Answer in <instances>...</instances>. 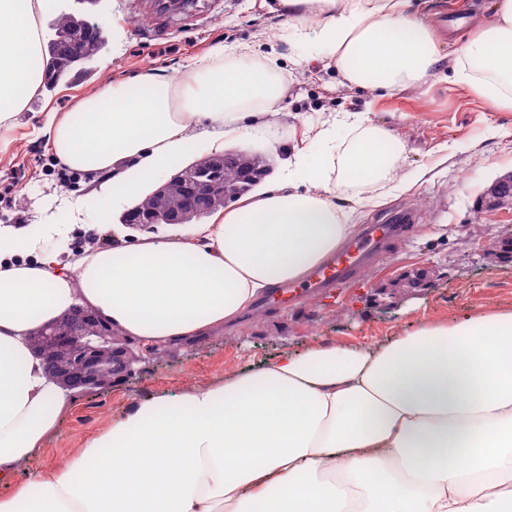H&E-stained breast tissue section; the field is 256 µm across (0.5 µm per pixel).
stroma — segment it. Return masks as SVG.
<instances>
[{
  "label": "stroma",
  "instance_id": "35a3bbf8",
  "mask_svg": "<svg viewBox=\"0 0 512 512\" xmlns=\"http://www.w3.org/2000/svg\"><path fill=\"white\" fill-rule=\"evenodd\" d=\"M492 0H415L430 22L442 8L460 10L463 23L439 28L442 52L465 41ZM56 10L86 11L104 24L106 44L99 58L79 72L43 88L27 104L13 128L0 137V224H37L47 214L66 220L79 205L94 234L76 230L62 253L83 249L88 240L102 247L124 245L139 230L97 224L92 193L100 175L73 174L59 165L41 130L51 113L69 111L75 102L106 82L125 81L151 69L173 76L186 73L194 57L214 43L257 44L261 60L284 83L276 118L277 148L260 133L242 142L243 150L280 166L305 127L336 112H366L403 146L398 176L403 188L379 204L359 210L356 226L375 224L404 210L415 214L409 234L393 244L359 281L330 294L313 295L285 311L252 306L234 323L171 349L162 362L140 361L126 381L112 388L74 396L56 432L15 480L0 484L12 493L30 470L59 467L86 439L120 419L136 401L151 395H176L209 384L225 372L259 367L278 353L304 352L336 341L351 345L388 342L426 323L446 322L479 311H512V258L488 254L487 244L512 238V206L487 207L482 199L495 179L512 173V112L492 110L466 87L434 78L427 84L379 94L345 84L332 67H297L300 48L282 34L288 15L278 0H206L158 18L151 0H56ZM431 178L414 182L416 170ZM437 234L423 239L422 226ZM481 235H474L473 225Z\"/></svg>",
  "mask_w": 512,
  "mask_h": 512
}]
</instances>
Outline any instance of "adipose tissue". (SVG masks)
<instances>
[{
    "instance_id": "adipose-tissue-1",
    "label": "adipose tissue",
    "mask_w": 512,
    "mask_h": 512,
    "mask_svg": "<svg viewBox=\"0 0 512 512\" xmlns=\"http://www.w3.org/2000/svg\"><path fill=\"white\" fill-rule=\"evenodd\" d=\"M297 66L327 62L348 86L426 84L448 72L512 111V0L442 53L411 0H280ZM54 0H0V129L44 84L38 19ZM247 44L216 43L172 83L147 73L79 98L42 129L60 163L96 172L97 221L138 206L173 171L268 129L280 78ZM345 137H337V128ZM272 183L180 239L143 236L73 262L49 251L79 223L0 225V481L53 434L70 394L33 350L80 306L131 342L176 345L303 279L354 226L345 188L394 187L401 147L364 112L304 134ZM0 512H512V312L425 325L380 345L281 353L174 397L135 403Z\"/></svg>"
}]
</instances>
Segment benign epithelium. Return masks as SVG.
I'll list each match as a JSON object with an SVG mask.
<instances>
[{"instance_id": "1", "label": "benign epithelium", "mask_w": 512, "mask_h": 512, "mask_svg": "<svg viewBox=\"0 0 512 512\" xmlns=\"http://www.w3.org/2000/svg\"><path fill=\"white\" fill-rule=\"evenodd\" d=\"M88 28L101 31L103 24L92 16L80 14L74 27L55 32L54 42L73 47L78 44L81 32ZM221 169L239 172V183L234 188L222 185L214 177ZM270 173V165L263 158L247 151L232 150L197 160L171 175L155 191L158 197L180 195L182 205L179 208L154 211L145 224L140 223L138 210L133 209L121 218V223L138 229H151L158 224H185L191 217L204 216L228 204ZM489 193L497 202L511 201L512 178L495 181ZM38 335V354L49 373L65 389L90 391L107 371L119 370L128 375L136 359L128 345L105 336L97 316L80 306L38 330Z\"/></svg>"}]
</instances>
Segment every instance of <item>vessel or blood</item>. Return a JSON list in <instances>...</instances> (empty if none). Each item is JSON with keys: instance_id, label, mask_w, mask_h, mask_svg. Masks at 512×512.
Instances as JSON below:
<instances>
[{"instance_id": "1", "label": "vessel or blood", "mask_w": 512, "mask_h": 512, "mask_svg": "<svg viewBox=\"0 0 512 512\" xmlns=\"http://www.w3.org/2000/svg\"><path fill=\"white\" fill-rule=\"evenodd\" d=\"M409 230L404 214L396 213L382 224H367L359 236L317 266L308 279L277 286L263 302L270 308L294 305L312 292L330 293L355 283L392 243Z\"/></svg>"}]
</instances>
